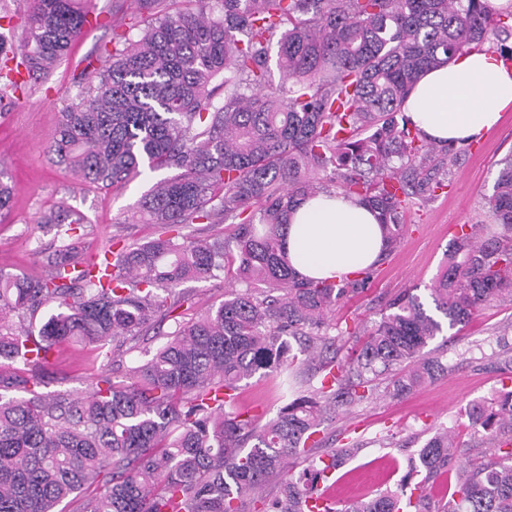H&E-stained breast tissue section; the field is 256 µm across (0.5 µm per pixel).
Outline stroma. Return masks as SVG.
<instances>
[{"mask_svg":"<svg viewBox=\"0 0 512 512\" xmlns=\"http://www.w3.org/2000/svg\"><path fill=\"white\" fill-rule=\"evenodd\" d=\"M114 2L87 0L90 14L101 16V23L85 26L46 83L29 87L17 100L0 105V162L7 166L15 185L12 209L0 218V268L5 271L22 276L48 274L46 258L57 239L38 219L62 203L82 217L78 248L87 255L107 247L116 233L131 244L144 242L157 232L155 225L131 224L127 218L144 194L171 177V170L146 169L122 189L99 190L82 185L53 164L46 151L63 98L77 97L80 92L78 77L86 58L100 54L112 39ZM472 145V150L462 151L453 167L450 186L440 190L432 202L411 206L399 247L377 262L363 292L337 305L333 321L371 326L379 320L387 300L408 288L416 289L426 309H433L430 288L443 268L458 225L493 221L487 198L504 161L512 158V106L503 111L496 127ZM184 289L190 296L188 303L158 329L139 336L133 352L112 362H105L94 351L61 345L58 360L46 372L44 391L85 392L105 367L111 375H122L127 367L150 358L175 322L199 317L224 299L220 278L188 282ZM506 331L512 333V302L483 306L460 331H444L431 342L432 355L447 362V373L399 398L380 393L330 422L325 435L336 447L350 439L364 443L358 456L331 477L333 493L341 504L376 496L400 484L408 457L442 426L453 428L467 461L483 460L485 451L479 448L464 410L469 402L491 397L506 384L496 364L498 341ZM239 402L264 422L275 418L282 405L272 391L271 377L260 374L242 381Z\"/></svg>","mask_w":512,"mask_h":512,"instance_id":"stroma-1","label":"stroma"}]
</instances>
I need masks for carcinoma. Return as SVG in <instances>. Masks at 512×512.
<instances>
[{
  "label": "carcinoma",
  "instance_id": "carcinoma-1",
  "mask_svg": "<svg viewBox=\"0 0 512 512\" xmlns=\"http://www.w3.org/2000/svg\"><path fill=\"white\" fill-rule=\"evenodd\" d=\"M112 25L105 64L90 58L65 101L49 157L96 188L151 169L177 174L142 199L157 237L112 238L101 272L80 268V219L64 206L40 223L60 245L47 277L0 269V512H314L307 497L327 468L359 451L351 440L287 473L322 444L337 411L399 396L448 372L426 348L442 324L408 289L371 328L329 333V314L371 274L303 278L283 247L294 207L339 192L377 210L387 250L403 213L447 187L461 149L426 140L401 109L428 71L500 41L508 29L485 0H133ZM20 60L0 66V102L50 77L89 23L83 0H27ZM280 82L273 84L271 65ZM13 187L0 164V216ZM493 224H461L430 295L448 328L485 304L512 300V160L487 200ZM228 224L192 238L187 224ZM224 276L228 298L177 322L144 363L82 394L39 392L62 343L122 350L163 321L192 280ZM351 339L352 357H337ZM286 372L308 389L264 424L236 407L240 383ZM489 461L462 465L448 429L412 456L395 489L326 512H512V389L465 409ZM455 474L432 508L424 489ZM284 478L262 496L270 476Z\"/></svg>",
  "mask_w": 512,
  "mask_h": 512
}]
</instances>
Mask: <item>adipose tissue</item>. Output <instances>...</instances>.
<instances>
[{"label": "adipose tissue", "instance_id": "ef3b65f1", "mask_svg": "<svg viewBox=\"0 0 512 512\" xmlns=\"http://www.w3.org/2000/svg\"><path fill=\"white\" fill-rule=\"evenodd\" d=\"M512 105V69L489 52H473L430 70L403 110L434 142L470 141L493 129ZM385 247L377 217L339 193L301 201L288 226L286 249L302 277L342 279L368 268Z\"/></svg>", "mask_w": 512, "mask_h": 512}]
</instances>
